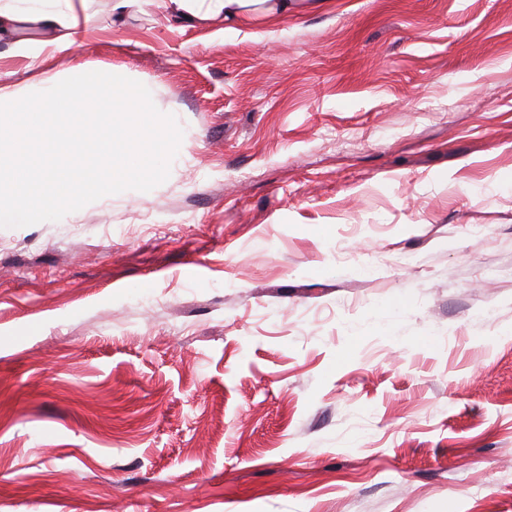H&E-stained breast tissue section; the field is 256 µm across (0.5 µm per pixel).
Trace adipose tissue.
<instances>
[{
	"instance_id": "ef3b65f1",
	"label": "adipose tissue",
	"mask_w": 512,
	"mask_h": 512,
	"mask_svg": "<svg viewBox=\"0 0 512 512\" xmlns=\"http://www.w3.org/2000/svg\"><path fill=\"white\" fill-rule=\"evenodd\" d=\"M87 0H50L49 7L33 14H21L0 8V40L10 45L12 54L37 64L46 54L69 50L76 32L91 25ZM325 0H163L166 8L184 20H216L225 29H234L245 20L281 21L296 11L324 4ZM38 24L41 34L33 37L23 33L25 23Z\"/></svg>"
}]
</instances>
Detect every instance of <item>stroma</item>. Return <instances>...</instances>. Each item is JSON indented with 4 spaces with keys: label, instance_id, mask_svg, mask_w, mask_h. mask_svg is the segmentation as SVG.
Returning <instances> with one entry per match:
<instances>
[{
    "label": "stroma",
    "instance_id": "35a3bbf8",
    "mask_svg": "<svg viewBox=\"0 0 512 512\" xmlns=\"http://www.w3.org/2000/svg\"><path fill=\"white\" fill-rule=\"evenodd\" d=\"M77 65L183 130L166 181L0 228V512H512V0H158ZM331 0H164L163 5L186 21L224 20V29L233 30L245 20L281 21L298 10Z\"/></svg>",
    "mask_w": 512,
    "mask_h": 512
}]
</instances>
